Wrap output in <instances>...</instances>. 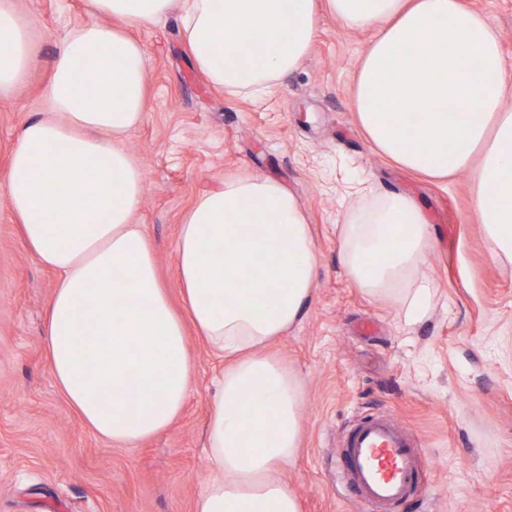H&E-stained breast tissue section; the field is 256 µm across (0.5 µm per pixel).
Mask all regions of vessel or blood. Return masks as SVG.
Returning a JSON list of instances; mask_svg holds the SVG:
<instances>
[{
    "label": "vessel or blood",
    "instance_id": "b4317fda",
    "mask_svg": "<svg viewBox=\"0 0 512 512\" xmlns=\"http://www.w3.org/2000/svg\"><path fill=\"white\" fill-rule=\"evenodd\" d=\"M336 477L373 512H396L428 487L416 436L383 413L363 415L345 430L336 455Z\"/></svg>",
    "mask_w": 512,
    "mask_h": 512
}]
</instances>
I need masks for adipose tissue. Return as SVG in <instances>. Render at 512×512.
I'll return each instance as SVG.
<instances>
[{
  "instance_id": "1",
  "label": "adipose tissue",
  "mask_w": 512,
  "mask_h": 512,
  "mask_svg": "<svg viewBox=\"0 0 512 512\" xmlns=\"http://www.w3.org/2000/svg\"><path fill=\"white\" fill-rule=\"evenodd\" d=\"M315 0H86L92 20L69 34L43 89L51 109L13 149L6 197L25 243L57 277L45 348L54 384L96 436L131 446L166 430L194 383L186 330L224 359L207 422L212 477L193 512H300L282 476L298 454L304 381L268 348L296 324L317 255L296 197L273 180L235 178L202 195L176 244L185 302L177 312L154 249L133 221L143 175L124 147L143 121L147 57L121 33L178 13L196 68L229 92L253 90L311 50ZM342 27L380 31L355 78L357 121L375 150L406 170L473 173V216L496 258L512 262V93L485 15L461 0H326ZM271 53L244 54L254 38ZM420 43L432 52L414 53ZM32 45L14 0H0V97L28 72ZM355 287L393 298L422 321L432 284L418 271L432 249L420 207L393 195L341 228ZM97 356L84 365L87 347ZM161 388L160 398L145 384ZM256 396L250 416L240 403Z\"/></svg>"
}]
</instances>
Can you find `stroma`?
<instances>
[{
	"mask_svg": "<svg viewBox=\"0 0 512 512\" xmlns=\"http://www.w3.org/2000/svg\"><path fill=\"white\" fill-rule=\"evenodd\" d=\"M464 3L489 18L512 79V0ZM17 4L37 54L0 98V512H193L223 359L188 336L196 378L181 416L125 448L88 431L54 387L44 325L56 276L23 242L5 181L22 125L46 109L60 42L90 17L83 0ZM376 33L321 15L309 54L256 96L228 94L192 65L178 15L130 28L148 60L145 118L125 143L144 177L135 220L178 307L179 227L201 195L230 177L271 179L302 206L318 259L312 297L270 348L305 381L302 447L285 474L301 512H367L335 473L339 440L365 412L393 415L423 449L428 491L400 512H512V264L471 216V172L415 175L359 128L353 79ZM390 195L417 203L434 242L419 274L436 295L412 327L393 300L356 288L340 258L348 216Z\"/></svg>",
	"mask_w": 512,
	"mask_h": 512,
	"instance_id": "stroma-1",
	"label": "stroma"
}]
</instances>
